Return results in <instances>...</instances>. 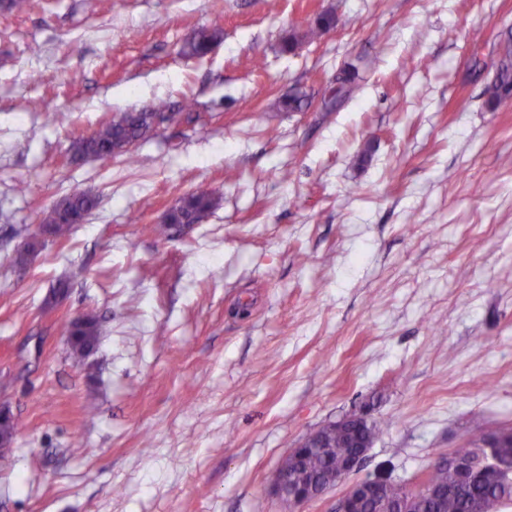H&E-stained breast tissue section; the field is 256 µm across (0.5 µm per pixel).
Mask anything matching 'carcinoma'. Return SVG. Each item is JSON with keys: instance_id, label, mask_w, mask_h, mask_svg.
<instances>
[{"instance_id": "cac0c4a2", "label": "carcinoma", "mask_w": 512, "mask_h": 512, "mask_svg": "<svg viewBox=\"0 0 512 512\" xmlns=\"http://www.w3.org/2000/svg\"><path fill=\"white\" fill-rule=\"evenodd\" d=\"M334 24V16L319 14L304 31L302 38L313 39ZM222 40V31L218 28H200L194 31L182 46V54L188 59L206 57L215 45ZM484 94L489 103L496 105L512 95V38L501 43L500 65L493 79L485 86ZM191 110L185 105L182 110L172 112L167 105L160 102L146 111L119 112L112 119L100 124L92 133L81 135L71 143V151L80 157H92L109 160L127 153L125 145L146 138L153 130L157 119L178 121L183 112ZM216 204L213 191L199 186L187 195L181 204L168 215L171 224H194L200 214L211 210ZM95 206V198L89 192L74 193L50 209L42 212L40 225L55 239L68 237L73 228L83 223ZM65 333L72 336L69 342V354L76 360H84L91 353L101 333L98 318L86 313L81 319L66 327ZM385 425L378 421H366L351 435L347 430L336 427L325 431L318 446L304 451L301 472L315 483H320L326 474L343 466L353 451L352 441L359 446L371 448L383 433ZM498 439L494 449L497 459L496 467L484 469L476 465L470 478L461 483L447 471L435 468L428 474L426 482L442 489H447L443 496L432 499L427 495L414 498L412 512H472L473 504L484 500L492 508L507 507L512 504V490L505 491V486L512 485V428H499L488 432ZM379 509H385L389 503L399 500L407 494L405 483L386 480L378 487Z\"/></svg>"}]
</instances>
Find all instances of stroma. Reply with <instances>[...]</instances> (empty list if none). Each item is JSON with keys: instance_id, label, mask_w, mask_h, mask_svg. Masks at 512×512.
Returning <instances> with one entry per match:
<instances>
[{"instance_id": "stroma-1", "label": "stroma", "mask_w": 512, "mask_h": 512, "mask_svg": "<svg viewBox=\"0 0 512 512\" xmlns=\"http://www.w3.org/2000/svg\"><path fill=\"white\" fill-rule=\"evenodd\" d=\"M268 2L0 10V512H289L283 458L360 410L389 426L356 481L416 485L512 427V98L484 95L512 0ZM202 26L222 41L184 61ZM345 70L356 90L325 111ZM160 100L192 121L73 155ZM201 184L214 208L166 227ZM76 191L86 221L16 264ZM90 311L77 362L65 327ZM81 319L77 323L70 324L66 327L65 333L75 336L69 342V354L75 360H84L91 353L101 333L98 318L92 313H86L80 316Z\"/></svg>"}]
</instances>
